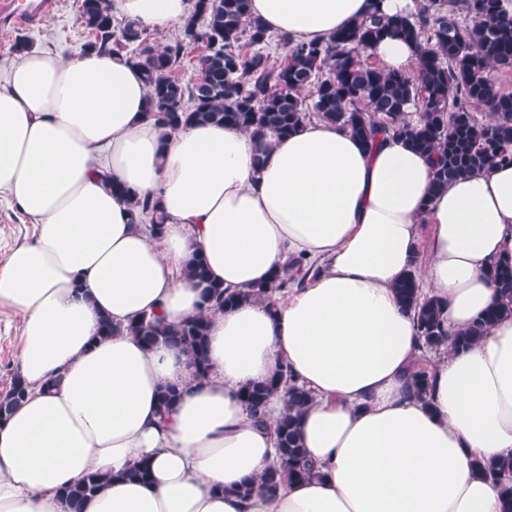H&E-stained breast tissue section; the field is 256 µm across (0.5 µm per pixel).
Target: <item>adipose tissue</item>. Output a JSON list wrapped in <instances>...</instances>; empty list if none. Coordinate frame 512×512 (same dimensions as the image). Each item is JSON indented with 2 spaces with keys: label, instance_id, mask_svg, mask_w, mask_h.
Masks as SVG:
<instances>
[{
  "label": "adipose tissue",
  "instance_id": "ef3b65f1",
  "mask_svg": "<svg viewBox=\"0 0 512 512\" xmlns=\"http://www.w3.org/2000/svg\"><path fill=\"white\" fill-rule=\"evenodd\" d=\"M116 6L163 32L190 15L189 0ZM376 7L410 14L419 0H250L284 49L330 44ZM367 53L387 71L418 59L400 40ZM147 99L138 66L96 51L22 52L0 85V196L34 225L0 265L27 388L0 422V512H64L58 490L94 471L116 479L84 512H503L512 477L476 462L512 457V316L469 346L454 339L500 298L488 271L512 259V166L437 192L431 157L392 133L368 145L316 119L284 138L167 134ZM115 183L158 201L164 224L133 223ZM195 254L243 297L210 316L205 376L178 349L101 336L106 318L198 314ZM298 259L301 285L252 298ZM410 273L449 335L424 394L411 379L422 340L395 295ZM284 367L310 397L298 431L317 474L243 499L236 487L276 459L285 408L277 393L253 415L243 392ZM169 385L179 398L163 420ZM142 460L150 482L120 479Z\"/></svg>",
  "mask_w": 512,
  "mask_h": 512
}]
</instances>
